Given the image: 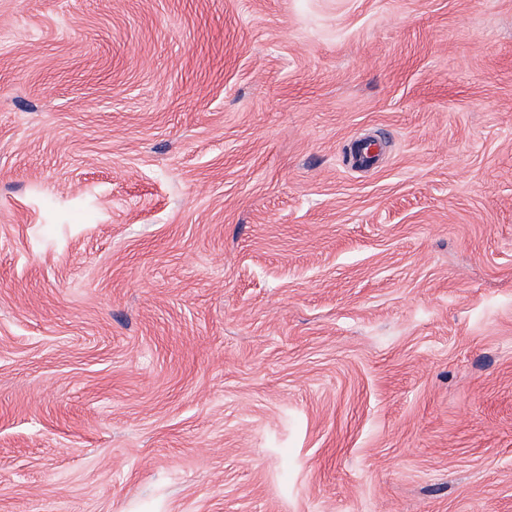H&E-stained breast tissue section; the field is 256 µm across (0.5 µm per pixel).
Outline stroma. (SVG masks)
Listing matches in <instances>:
<instances>
[{
    "label": "stroma",
    "instance_id": "1",
    "mask_svg": "<svg viewBox=\"0 0 512 512\" xmlns=\"http://www.w3.org/2000/svg\"><path fill=\"white\" fill-rule=\"evenodd\" d=\"M0 512H512V0H0Z\"/></svg>",
    "mask_w": 512,
    "mask_h": 512
}]
</instances>
